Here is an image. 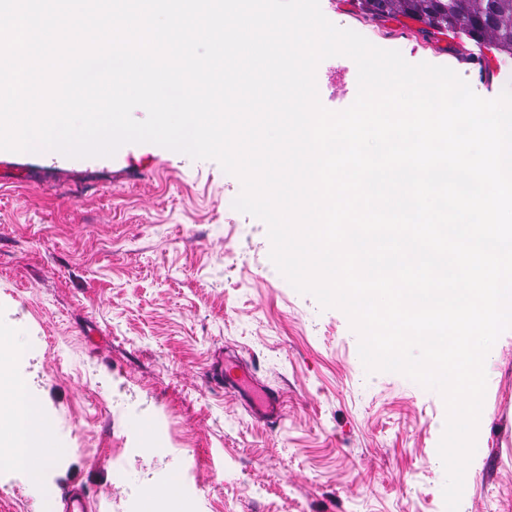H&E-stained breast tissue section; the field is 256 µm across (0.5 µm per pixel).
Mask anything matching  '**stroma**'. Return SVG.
<instances>
[{
  "label": "stroma",
  "mask_w": 512,
  "mask_h": 512,
  "mask_svg": "<svg viewBox=\"0 0 512 512\" xmlns=\"http://www.w3.org/2000/svg\"><path fill=\"white\" fill-rule=\"evenodd\" d=\"M335 25L412 64L450 67L481 98L512 85V58L402 13L320 0ZM357 67L316 70L322 105L349 107ZM238 177L153 143L114 156L0 150V329L44 406L57 452L42 492L0 467V512H56L78 482L94 512H139V486L181 478L183 512H446L434 472L439 392L367 372L346 315L274 271L266 224L236 211ZM279 391L281 422L209 382L224 353ZM482 446L459 512H512V330L485 366ZM153 422L146 449L132 422Z\"/></svg>",
  "instance_id": "obj_1"
}]
</instances>
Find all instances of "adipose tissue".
I'll use <instances>...</instances> for the list:
<instances>
[{"mask_svg": "<svg viewBox=\"0 0 512 512\" xmlns=\"http://www.w3.org/2000/svg\"><path fill=\"white\" fill-rule=\"evenodd\" d=\"M23 354L14 334L0 331V462L21 470L38 492L48 459V427L27 381L10 376L12 361Z\"/></svg>", "mask_w": 512, "mask_h": 512, "instance_id": "ef3b65f1", "label": "adipose tissue"}]
</instances>
